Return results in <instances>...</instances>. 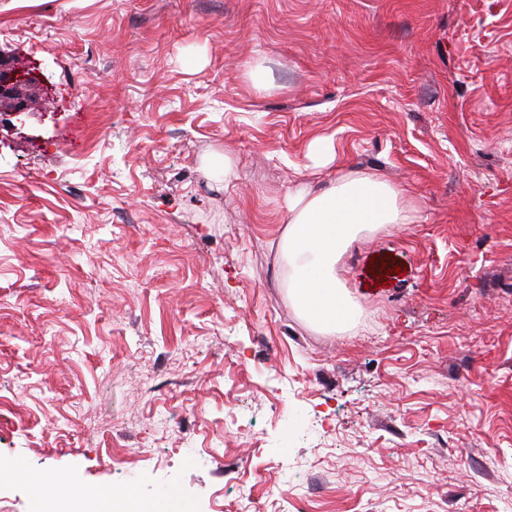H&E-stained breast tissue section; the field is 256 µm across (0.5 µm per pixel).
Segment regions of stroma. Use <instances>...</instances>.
Segmentation results:
<instances>
[{
  "instance_id": "obj_1",
  "label": "stroma",
  "mask_w": 512,
  "mask_h": 512,
  "mask_svg": "<svg viewBox=\"0 0 512 512\" xmlns=\"http://www.w3.org/2000/svg\"><path fill=\"white\" fill-rule=\"evenodd\" d=\"M0 64L33 98L0 110V512L46 472L161 512H512V0H0ZM318 137L410 190L339 254L331 333L280 250Z\"/></svg>"
}]
</instances>
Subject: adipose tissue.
Segmentation results:
<instances>
[{
  "mask_svg": "<svg viewBox=\"0 0 512 512\" xmlns=\"http://www.w3.org/2000/svg\"><path fill=\"white\" fill-rule=\"evenodd\" d=\"M410 220L404 189L376 172H346L324 189L290 192L280 249L303 317L328 331L347 328L357 308L336 279L338 255L365 232Z\"/></svg>",
  "mask_w": 512,
  "mask_h": 512,
  "instance_id": "ef3b65f1",
  "label": "adipose tissue"
}]
</instances>
